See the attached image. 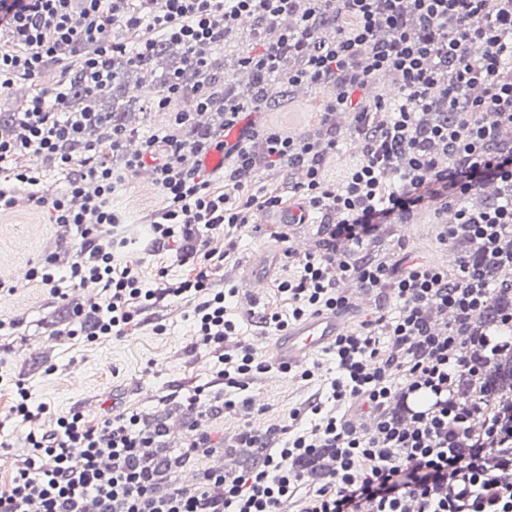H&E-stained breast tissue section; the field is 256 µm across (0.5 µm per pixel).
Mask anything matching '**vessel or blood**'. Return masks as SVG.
Here are the masks:
<instances>
[{
    "instance_id": "b4317fda",
    "label": "vessel or blood",
    "mask_w": 512,
    "mask_h": 512,
    "mask_svg": "<svg viewBox=\"0 0 512 512\" xmlns=\"http://www.w3.org/2000/svg\"><path fill=\"white\" fill-rule=\"evenodd\" d=\"M272 267L267 252L252 255L244 278L251 298H259L266 288ZM348 329L346 312L333 309L311 315L289 325L270 340L266 351L274 368L290 372L302 367L317 352L327 350Z\"/></svg>"
}]
</instances>
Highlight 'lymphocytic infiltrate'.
Masks as SVG:
<instances>
[{"label":"lymphocytic infiltrate","mask_w":512,"mask_h":512,"mask_svg":"<svg viewBox=\"0 0 512 512\" xmlns=\"http://www.w3.org/2000/svg\"><path fill=\"white\" fill-rule=\"evenodd\" d=\"M291 0H0V88L31 79L51 64L76 69L87 88L105 89L107 64L122 56L135 62L152 51L153 39L127 45L111 34L114 24L129 30L148 27L186 49L185 63L201 67L225 29L242 16L260 17L258 49L241 59L244 67L272 75L285 45L298 39L305 23L266 37V25L287 12ZM317 8L346 18L334 40L310 46L304 69L289 74L297 84L330 88L321 126L291 135L279 129L256 137L253 103L224 102L225 137L189 140L188 113L172 110L181 94L178 79L154 103L170 115L128 158L124 168L109 157L123 143L112 136L84 146L81 157L61 153L72 125L66 99L55 110L33 97L20 114L19 130L0 139V214L26 206L45 209L52 223L73 227L79 248L67 265L49 252L30 269L35 286L53 298L96 285L97 293L77 303L72 335L93 342L120 336L135 308L170 298L185 302L196 345L212 349L220 365L212 380L215 401L227 410L255 414L248 395L254 380L269 369L248 345L237 342L240 320L232 316L235 288L216 287L208 264L226 249L215 247L213 231L254 221L251 202L238 203L212 188L213 177L234 187L251 183L259 168L297 166L306 171L296 187L309 211L320 214L316 251L295 258L294 276L277 289L291 302L287 314L263 315L265 327L281 331L303 318L340 305L341 279L350 277L367 291H391L393 317L379 327L364 324L337 337L330 353L334 378L320 380L305 368L303 380L321 381V395L295 410L287 424L265 434L242 431L236 448H262L263 461L244 475L227 479L207 470L195 488L158 493L146 449L164 436L162 424L146 425L134 410L122 411L95 427L81 412L52 417L34 401L24 382L0 373V386L15 394L12 413L29 428L28 451L16 466L9 491L0 492V512H512V395L491 393L485 373L492 359L512 352V310L501 329L478 328L475 315L495 293L484 269L512 256V144L496 141L512 128V0H315ZM388 38H378V31ZM482 45L473 53V45ZM452 63L442 76L435 62ZM396 73L405 101L389 105L369 99L366 87L376 74ZM472 97L461 101L460 90ZM451 112V121L421 128L418 116L433 104ZM355 119L365 142L362 159L347 172L342 187L325 178L322 163L338 141V113ZM451 149L446 166L432 156ZM224 155L223 166L205 173L187 168L186 154ZM21 156L36 158L14 167ZM153 161L162 202L146 214L149 242L162 248L191 242L182 262L195 263L194 277L172 280L166 268L147 270L145 258H131L130 239L113 201L132 173ZM66 174L64 190L47 198L36 193L40 162ZM502 184L504 200L473 211L465 199L485 182ZM438 204L456 208L444 239L459 251L454 270L419 262L408 266L366 259L359 252L384 227L403 215ZM446 320L437 331V320ZM366 408L370 422L358 427L343 410ZM329 449L325 482L304 490L296 461Z\"/></svg>","instance_id":"obj_1"}]
</instances>
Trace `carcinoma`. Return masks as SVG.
Instances as JSON below:
<instances>
[{"label":"carcinoma","mask_w":512,"mask_h":512,"mask_svg":"<svg viewBox=\"0 0 512 512\" xmlns=\"http://www.w3.org/2000/svg\"><path fill=\"white\" fill-rule=\"evenodd\" d=\"M290 12L298 15L310 16L307 32L300 36V41L319 37V34L328 29L344 23V19L331 12L319 11L315 5L307 0H294ZM243 41V34L239 28L234 27L224 32V40L217 44L207 66L191 68L183 64L163 69L160 76L159 87L165 89L170 79L179 76L182 86L181 98L189 99L204 91L210 96L207 112L221 117L224 112V90L232 89V85L224 82L225 59L237 58L239 43ZM179 52L178 45L160 39L154 51L140 60L139 68L161 66L170 56ZM307 55L298 48L293 47L280 59L277 72L263 79L251 74L248 84L255 102L264 110L276 108L285 95L294 93L298 86L288 84V73L306 66ZM115 78L112 83L102 91L88 90L78 74H73L68 81V110L72 112L73 121L80 123L78 136L64 144L68 153H76L88 138L95 136L102 140L117 131L123 135L131 128L127 115L131 114L135 105L124 99V89L127 85L128 67L124 61H112ZM504 265L490 266L486 270V278L493 283L499 291L483 309L480 324L487 329H493L500 322L501 314L512 307V279L501 274ZM487 384L495 392H504L512 389V357L501 356L494 360L487 371ZM154 465L157 468L160 487L165 489L175 472L182 467L184 459L169 448H155L152 452Z\"/></svg>","instance_id":"cac0c4a2"}]
</instances>
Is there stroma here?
<instances>
[{
	"mask_svg": "<svg viewBox=\"0 0 512 512\" xmlns=\"http://www.w3.org/2000/svg\"><path fill=\"white\" fill-rule=\"evenodd\" d=\"M68 79L60 67H47L33 80H16L10 87L0 88V113L17 112L38 94L54 100L58 89ZM330 95L329 90L316 86L300 89L287 104L260 113L259 119L269 126H284L297 134L319 128L322 112ZM353 129L351 114L336 118V136L340 145L328 153L323 162L324 174L334 186H341L344 177L361 154L350 143ZM298 173L292 169L260 170L251 186L234 190L223 180L212 183L214 190L230 194L236 201L248 196L283 195L292 202L288 186L297 182ZM160 200L159 191L151 178L136 174L129 181L115 206L125 217L126 234L138 246H146L147 233L143 216ZM445 229L438 209L415 213L407 224L388 226L378 240L365 246L366 255L397 253L419 262H431L454 267L457 251L443 244ZM283 228L276 224L273 213L260 211L255 223L240 228L225 229L224 239L236 247L226 257L223 266L212 275L215 284L232 282L238 287V306H246L250 298L244 291L243 276L251 253L264 250L277 255L273 269L272 287L260 298L255 319L242 324L238 338L255 351H262L271 331L263 327L260 315L287 313L288 297L278 292L277 282L294 274L295 268L283 255ZM76 241L73 229L49 223L44 212L21 208L0 216V271L14 275L21 266H32L48 251L58 253L61 260L71 258ZM187 308L179 300H163L138 313L122 337H103L88 344L68 337L69 310L48 293L24 284L10 296L0 297V316L16 315L25 319L14 330L0 332V358L7 368L21 374L37 401L47 403L52 414L71 410L83 412L90 424H98L112 414L131 408L152 420H162L178 426V433L167 435L166 445L183 453L191 433L196 412L186 410L184 400L194 387L210 382L219 367L210 349L195 345L193 329L186 318ZM164 325V334H156V325ZM318 390L317 384L299 382L288 375L268 373L251 386L252 395L261 399L262 415L247 417L239 411L213 412L209 415L208 434L212 443L205 453L191 456L187 469L201 472L209 469L214 459H221L225 472L237 473L238 468L224 446L225 437L237 435L243 428L262 432L268 427L286 424L294 409L307 404ZM11 389L0 390V438L11 444L0 451V491L8 490L17 461L24 454V443L18 438L19 423L10 420Z\"/></svg>",
	"mask_w": 512,
	"mask_h": 512,
	"instance_id": "35a3bbf8",
	"label": "stroma"
}]
</instances>
